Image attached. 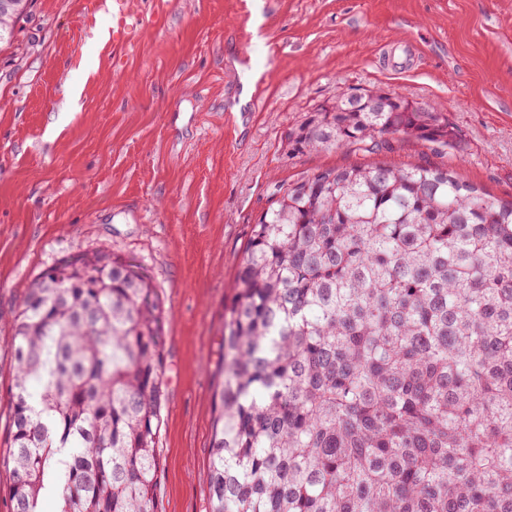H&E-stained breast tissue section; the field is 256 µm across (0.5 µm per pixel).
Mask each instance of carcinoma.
Masks as SVG:
<instances>
[{"label": "carcinoma", "instance_id": "1", "mask_svg": "<svg viewBox=\"0 0 512 512\" xmlns=\"http://www.w3.org/2000/svg\"><path fill=\"white\" fill-rule=\"evenodd\" d=\"M342 95L288 138L367 162L281 186L251 227L215 373L209 512H512V201L392 141L461 142L437 103ZM0 467L37 512H158L164 310L95 251L47 270L11 321Z\"/></svg>", "mask_w": 512, "mask_h": 512}]
</instances>
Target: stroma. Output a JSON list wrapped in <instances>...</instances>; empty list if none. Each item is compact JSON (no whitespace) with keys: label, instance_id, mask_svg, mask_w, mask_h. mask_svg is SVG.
I'll use <instances>...</instances> for the list:
<instances>
[{"label":"stroma","instance_id":"stroma-1","mask_svg":"<svg viewBox=\"0 0 512 512\" xmlns=\"http://www.w3.org/2000/svg\"><path fill=\"white\" fill-rule=\"evenodd\" d=\"M126 45L96 0H28L0 46V446L10 321L30 285L94 251L135 262L165 309L160 512H208L211 392L252 224L278 185L358 162L293 154L291 132L344 94L443 105L459 168L512 200V0H135Z\"/></svg>","mask_w":512,"mask_h":512}]
</instances>
